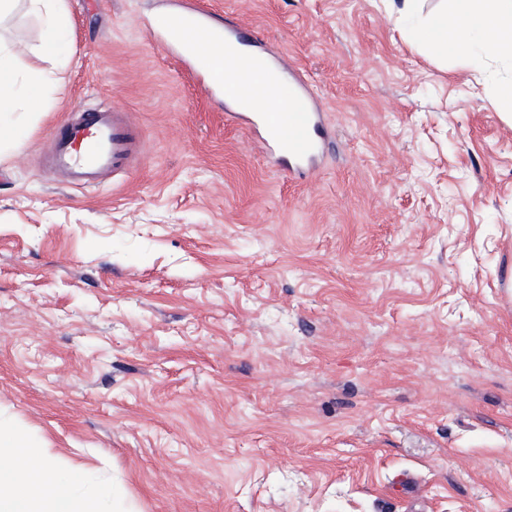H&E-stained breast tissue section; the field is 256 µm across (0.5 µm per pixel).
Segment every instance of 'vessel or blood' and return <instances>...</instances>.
<instances>
[{
	"label": "vessel or blood",
	"instance_id": "1",
	"mask_svg": "<svg viewBox=\"0 0 512 512\" xmlns=\"http://www.w3.org/2000/svg\"><path fill=\"white\" fill-rule=\"evenodd\" d=\"M199 9L183 0L168 38L182 48L183 61L200 77L202 91L222 101L224 118L246 125L270 161L292 178H303L334 144V134L309 82L293 72L285 103L302 102L303 111L285 114L265 102L261 88L272 75L255 59L262 40L240 24L217 30L200 23ZM144 135L119 104L76 105L54 128L46 165L63 182L98 185L107 176H126L138 166Z\"/></svg>",
	"mask_w": 512,
	"mask_h": 512
}]
</instances>
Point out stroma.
<instances>
[{
	"label": "stroma",
	"instance_id": "stroma-1",
	"mask_svg": "<svg viewBox=\"0 0 512 512\" xmlns=\"http://www.w3.org/2000/svg\"><path fill=\"white\" fill-rule=\"evenodd\" d=\"M168 0H68L0 157V417L116 512H512V62L411 44L389 0H202L302 70L336 147L279 172L161 42ZM122 103L137 170L44 165Z\"/></svg>",
	"mask_w": 512,
	"mask_h": 512
}]
</instances>
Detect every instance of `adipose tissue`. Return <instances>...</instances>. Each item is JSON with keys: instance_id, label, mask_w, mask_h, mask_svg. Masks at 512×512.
Segmentation results:
<instances>
[{"instance_id": "obj_1", "label": "adipose tissue", "mask_w": 512, "mask_h": 512, "mask_svg": "<svg viewBox=\"0 0 512 512\" xmlns=\"http://www.w3.org/2000/svg\"><path fill=\"white\" fill-rule=\"evenodd\" d=\"M448 10L413 26L411 38L440 50L462 52L484 45L512 58V0H448ZM44 15L40 50L58 55L64 45L67 0H31ZM40 80L27 76L20 49L0 44V155L21 144L17 109L42 105ZM0 512H104L110 491L102 485L83 487L82 477L57 469L49 448L33 445L25 432L0 420Z\"/></svg>"}]
</instances>
